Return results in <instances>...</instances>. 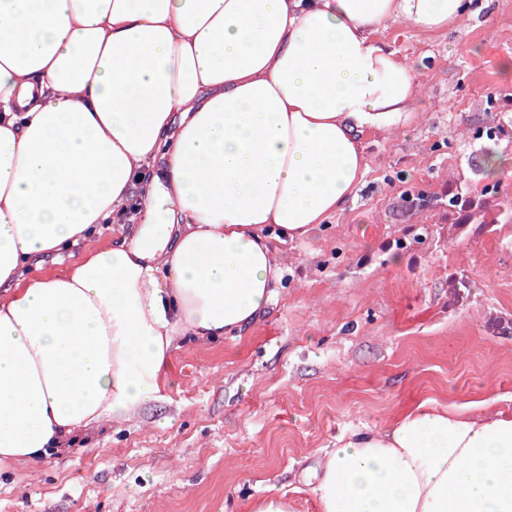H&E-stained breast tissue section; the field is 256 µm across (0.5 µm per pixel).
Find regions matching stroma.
<instances>
[{
	"instance_id": "1",
	"label": "stroma",
	"mask_w": 512,
	"mask_h": 512,
	"mask_svg": "<svg viewBox=\"0 0 512 512\" xmlns=\"http://www.w3.org/2000/svg\"><path fill=\"white\" fill-rule=\"evenodd\" d=\"M415 63L422 94L399 133L364 135L356 195L280 246L266 314L218 343L175 350L168 387L136 420L35 463L0 464V512H224L292 490L336 438L425 402L512 408V277L482 240L449 243L448 190L482 202L489 154L512 156V0L462 29L378 35ZM506 127L489 141L478 130ZM401 263H393V255Z\"/></svg>"
}]
</instances>
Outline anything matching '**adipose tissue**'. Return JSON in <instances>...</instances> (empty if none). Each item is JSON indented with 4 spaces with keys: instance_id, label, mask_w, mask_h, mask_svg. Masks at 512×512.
<instances>
[{
    "instance_id": "obj_1",
    "label": "adipose tissue",
    "mask_w": 512,
    "mask_h": 512,
    "mask_svg": "<svg viewBox=\"0 0 512 512\" xmlns=\"http://www.w3.org/2000/svg\"><path fill=\"white\" fill-rule=\"evenodd\" d=\"M478 0H0V461L156 401L188 336L253 325L281 238L340 211L421 85L391 24ZM115 225L110 244L99 236ZM57 274L25 269L70 248ZM317 512H512V410L421 403L318 458Z\"/></svg>"
}]
</instances>
